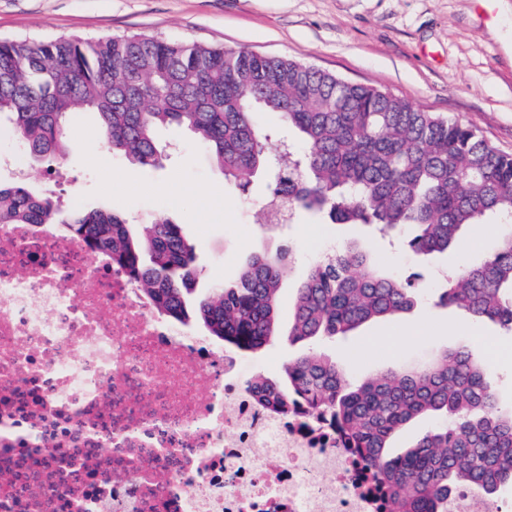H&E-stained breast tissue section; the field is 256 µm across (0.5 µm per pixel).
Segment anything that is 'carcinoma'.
I'll return each instance as SVG.
<instances>
[{"mask_svg":"<svg viewBox=\"0 0 512 512\" xmlns=\"http://www.w3.org/2000/svg\"><path fill=\"white\" fill-rule=\"evenodd\" d=\"M259 109L280 114L299 149L271 157ZM96 114L114 154L141 166L160 159L155 131L190 129L224 177L241 185L263 172L267 211L301 208L334 224L381 232L411 226L418 256L445 252L489 217L505 231L488 251L453 272L438 303L512 331V156L473 128L425 112L373 87L312 65L246 49L174 43L139 34L0 41V118L30 157L64 158L66 129ZM57 209L19 182L0 183L1 224H55ZM70 235L112 256L158 311L183 323L197 275L195 247L181 225L146 224L131 235L122 215L75 209ZM292 261L282 247L250 257L235 285L194 301L196 318L228 348L251 353L277 336L280 282ZM420 295L377 267L357 245L311 266L298 289L292 341L347 336L372 320L412 310ZM284 384L248 382L274 413L316 412L376 471L387 512H448V496L469 486L493 500L512 483V408L500 407L487 358L446 350L423 367L391 368L353 387L336 362L311 351L283 365ZM421 416L441 417L402 456L388 441Z\"/></svg>","mask_w":512,"mask_h":512,"instance_id":"cac0c4a2","label":"carcinoma"}]
</instances>
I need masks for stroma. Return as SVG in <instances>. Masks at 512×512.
I'll return each instance as SVG.
<instances>
[{
  "label": "stroma",
  "mask_w": 512,
  "mask_h": 512,
  "mask_svg": "<svg viewBox=\"0 0 512 512\" xmlns=\"http://www.w3.org/2000/svg\"><path fill=\"white\" fill-rule=\"evenodd\" d=\"M132 33L310 64L471 126L512 154V0H0L2 41ZM67 138L63 164L37 163L1 124L0 180L21 179L65 212H117L134 235L156 220L182 225L199 260L196 294L233 285L253 254L291 247L278 337L240 357V371L250 378L282 381L285 359L303 352V344L288 339L292 305L310 267L333 250L365 246L376 265L428 293L467 260L453 249L422 259L401 238L381 237L360 224H331L301 209L279 233H267L266 182L242 188L225 179L184 129L160 131L172 153L159 168L108 152L88 114L71 120ZM476 336L512 347V333L468 324L459 312L429 303L367 323L327 350L357 384L387 366L418 364L470 345Z\"/></svg>",
  "instance_id": "stroma-1"
}]
</instances>
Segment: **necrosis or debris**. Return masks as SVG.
<instances>
[{
    "label": "necrosis or debris",
    "instance_id": "necrosis-or-debris-1",
    "mask_svg": "<svg viewBox=\"0 0 512 512\" xmlns=\"http://www.w3.org/2000/svg\"><path fill=\"white\" fill-rule=\"evenodd\" d=\"M384 509L340 433L256 403L106 254L0 226V512Z\"/></svg>",
    "mask_w": 512,
    "mask_h": 512
}]
</instances>
